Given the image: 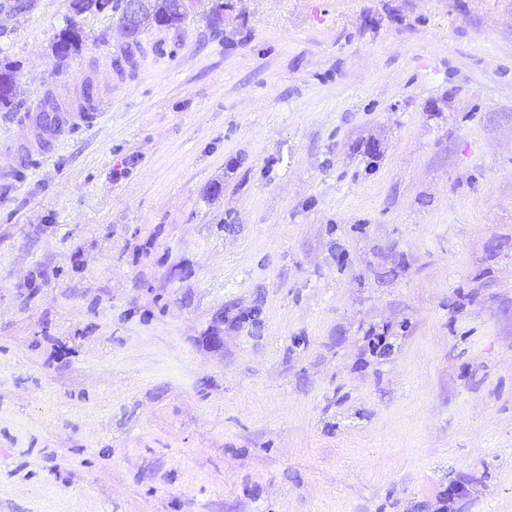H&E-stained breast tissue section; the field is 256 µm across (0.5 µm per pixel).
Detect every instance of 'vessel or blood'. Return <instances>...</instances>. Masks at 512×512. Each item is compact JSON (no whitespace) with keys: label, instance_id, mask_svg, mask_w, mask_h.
Here are the masks:
<instances>
[{"label":"vessel or blood","instance_id":"vessel-or-blood-1","mask_svg":"<svg viewBox=\"0 0 512 512\" xmlns=\"http://www.w3.org/2000/svg\"><path fill=\"white\" fill-rule=\"evenodd\" d=\"M98 108L75 112H28L19 122L20 136L9 139L1 151L15 156L12 164L0 165V206L12 199L36 159L47 157L54 147L98 124Z\"/></svg>","mask_w":512,"mask_h":512}]
</instances>
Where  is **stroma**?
I'll use <instances>...</instances> for the list:
<instances>
[{
	"mask_svg": "<svg viewBox=\"0 0 512 512\" xmlns=\"http://www.w3.org/2000/svg\"><path fill=\"white\" fill-rule=\"evenodd\" d=\"M11 2L0 512H512V0ZM125 16L123 9L125 0H71L73 15L78 16L91 9L104 11H120L119 28L128 41H132L139 32V35L146 27L151 26H174L179 24L192 7L191 0H144V12L142 0H127ZM186 10H183L182 8ZM123 18V19H122ZM143 18V23H142ZM142 24V25H141ZM83 45L82 31L78 28L75 17L69 16L65 20V27L60 30L51 47V53L59 63L78 53ZM99 111L96 105L76 112H62L56 103L48 100L43 103L41 112L24 113L19 121L23 134L8 139L4 147L0 143L1 155L7 153L23 159L20 165H0V206L10 202L26 178V171L39 161L38 158L47 157L57 144L95 127L105 113Z\"/></svg>",
	"mask_w": 512,
	"mask_h": 512,
	"instance_id": "stroma-1",
	"label": "stroma"
}]
</instances>
